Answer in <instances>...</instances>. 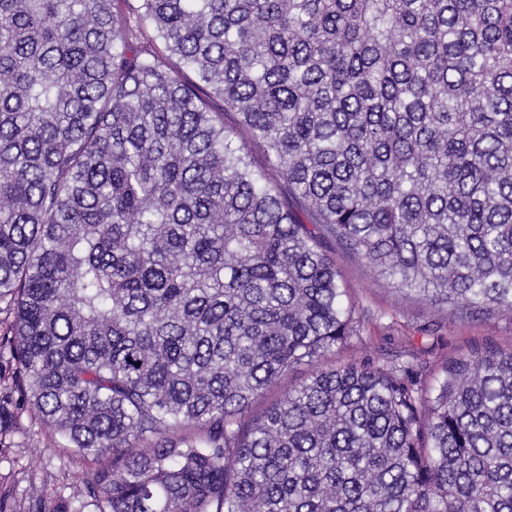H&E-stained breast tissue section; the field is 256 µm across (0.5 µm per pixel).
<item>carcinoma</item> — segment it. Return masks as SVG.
Listing matches in <instances>:
<instances>
[{
  "label": "carcinoma",
  "instance_id": "1",
  "mask_svg": "<svg viewBox=\"0 0 512 512\" xmlns=\"http://www.w3.org/2000/svg\"><path fill=\"white\" fill-rule=\"evenodd\" d=\"M113 2L0 0V355L41 425L108 457L82 500L512 512V348L433 388L330 362L357 321L325 246L512 311V0ZM311 374V369L306 366L299 367L288 374L281 383H279L271 392H269L265 398L261 399L255 409L256 411H260L266 403H268L271 399L276 398L288 391V389L294 388L304 381H306Z\"/></svg>",
  "mask_w": 512,
  "mask_h": 512
}]
</instances>
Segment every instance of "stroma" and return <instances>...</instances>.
Instances as JSON below:
<instances>
[{
	"label": "stroma",
	"mask_w": 512,
	"mask_h": 512,
	"mask_svg": "<svg viewBox=\"0 0 512 512\" xmlns=\"http://www.w3.org/2000/svg\"><path fill=\"white\" fill-rule=\"evenodd\" d=\"M330 255L361 320L359 335L336 349L342 362L392 360L426 364L425 385L436 384L450 357L466 353L473 344L492 342L512 347V312L487 308L473 313L440 310L422 300H410L390 288L373 270L338 245ZM14 423L0 436V500L9 512H55L60 498H72L73 488L90 459L66 448L35 418L18 406Z\"/></svg>",
	"instance_id": "stroma-1"
}]
</instances>
